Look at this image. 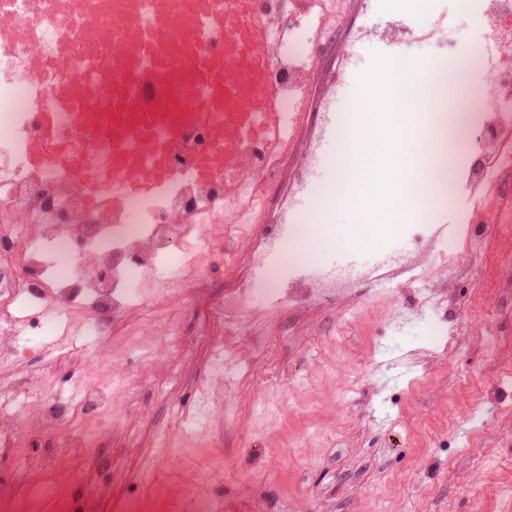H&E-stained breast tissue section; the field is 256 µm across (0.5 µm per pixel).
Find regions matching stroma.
Masks as SVG:
<instances>
[{
    "instance_id": "stroma-1",
    "label": "stroma",
    "mask_w": 512,
    "mask_h": 512,
    "mask_svg": "<svg viewBox=\"0 0 512 512\" xmlns=\"http://www.w3.org/2000/svg\"><path fill=\"white\" fill-rule=\"evenodd\" d=\"M323 163L296 213L316 228L309 275L336 267L347 210L324 206L336 181ZM500 219L462 224L466 195L444 210L419 197L417 218H444L428 268L390 266L354 295L294 312L256 294L236 335L212 306L248 279L246 237L234 265L205 272L192 301L167 286L151 323L117 317L88 364L59 371L113 379L112 418L78 421L86 451L55 457L53 478L26 457L53 455L52 440L27 456L0 453V512L54 483L87 512H121L131 499L164 512L174 499L205 498L218 512H512L495 495L512 486V176L488 195ZM412 222L355 259L372 266L414 247ZM179 333H164L167 320Z\"/></svg>"
}]
</instances>
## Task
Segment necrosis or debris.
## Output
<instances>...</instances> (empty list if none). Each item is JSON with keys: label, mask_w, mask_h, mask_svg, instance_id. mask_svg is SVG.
<instances>
[{"label": "necrosis or debris", "mask_w": 512, "mask_h": 512, "mask_svg": "<svg viewBox=\"0 0 512 512\" xmlns=\"http://www.w3.org/2000/svg\"><path fill=\"white\" fill-rule=\"evenodd\" d=\"M323 0H0V357L39 360L0 375V451L16 430L88 435L77 413L110 404L111 385L54 391L58 367L85 362L44 337L113 317L154 315L164 271L230 261L252 225L265 240L272 180L287 167L308 110L319 50L345 18ZM495 43L470 55L482 83L458 77L436 102L431 167H448V112L476 100L461 186L492 185L489 160L512 167L500 129L512 120V0L472 8ZM355 280L314 277L280 296L298 310L349 294Z\"/></svg>", "instance_id": "obj_1"}]
</instances>
